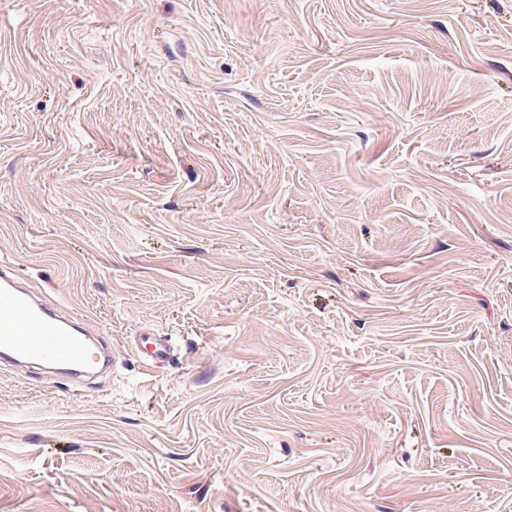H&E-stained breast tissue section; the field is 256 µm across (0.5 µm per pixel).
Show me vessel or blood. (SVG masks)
<instances>
[{"instance_id":"b4317fda","label":"vessel or blood","mask_w":512,"mask_h":512,"mask_svg":"<svg viewBox=\"0 0 512 512\" xmlns=\"http://www.w3.org/2000/svg\"><path fill=\"white\" fill-rule=\"evenodd\" d=\"M141 357L147 368L157 369L172 364L176 354L168 337L152 333L143 339ZM0 360L43 363L76 378L109 363L108 356L94 351L81 327L64 320L53 304L29 289L14 264L2 259Z\"/></svg>"}]
</instances>
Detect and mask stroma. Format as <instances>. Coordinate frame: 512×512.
Instances as JSON below:
<instances>
[{
    "mask_svg": "<svg viewBox=\"0 0 512 512\" xmlns=\"http://www.w3.org/2000/svg\"><path fill=\"white\" fill-rule=\"evenodd\" d=\"M1 257L0 512H512V0H0ZM16 274L14 264L0 260V356L10 364L43 363L72 377L93 375L109 357L97 355L86 332L70 324L47 299L34 294ZM142 348L141 357L148 369L163 368L172 364L176 358L174 348L166 336H158L154 333L143 336Z\"/></svg>",
    "mask_w": 512,
    "mask_h": 512,
    "instance_id": "1",
    "label": "stroma"
}]
</instances>
